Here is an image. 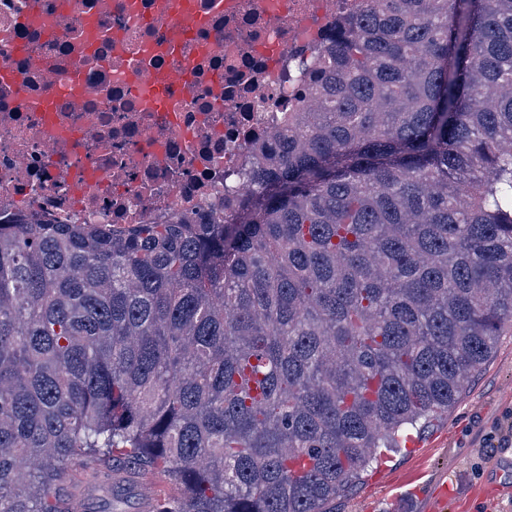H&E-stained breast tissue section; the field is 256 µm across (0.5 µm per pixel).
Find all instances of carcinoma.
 Returning <instances> with one entry per match:
<instances>
[{
	"label": "carcinoma",
	"mask_w": 512,
	"mask_h": 512,
	"mask_svg": "<svg viewBox=\"0 0 512 512\" xmlns=\"http://www.w3.org/2000/svg\"><path fill=\"white\" fill-rule=\"evenodd\" d=\"M231 216L0 223V512L68 461L150 512H330L512 326V0H369Z\"/></svg>",
	"instance_id": "carcinoma-1"
}]
</instances>
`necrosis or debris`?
I'll return each instance as SVG.
<instances>
[{"label": "necrosis or debris", "instance_id": "obj_1", "mask_svg": "<svg viewBox=\"0 0 512 512\" xmlns=\"http://www.w3.org/2000/svg\"><path fill=\"white\" fill-rule=\"evenodd\" d=\"M0 0V223H166L224 192L364 0ZM196 24L172 30L185 15ZM40 56L46 68L30 63ZM186 71L155 94L149 78ZM269 111H259V102Z\"/></svg>", "mask_w": 512, "mask_h": 512}]
</instances>
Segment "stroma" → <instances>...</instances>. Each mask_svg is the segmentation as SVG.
Instances as JSON below:
<instances>
[{
  "label": "stroma",
  "instance_id": "1",
  "mask_svg": "<svg viewBox=\"0 0 512 512\" xmlns=\"http://www.w3.org/2000/svg\"><path fill=\"white\" fill-rule=\"evenodd\" d=\"M90 471L69 461L62 485L84 512H142L138 492L88 495ZM512 512V330L455 406L406 449L340 494L331 512Z\"/></svg>",
  "mask_w": 512,
  "mask_h": 512
}]
</instances>
